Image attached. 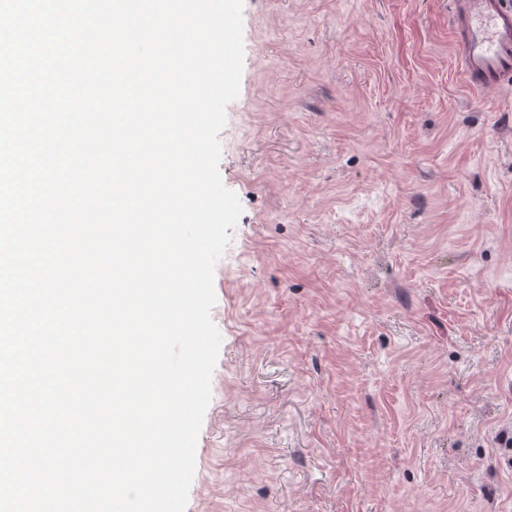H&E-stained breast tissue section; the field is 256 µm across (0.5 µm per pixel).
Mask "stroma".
Here are the masks:
<instances>
[{
  "mask_svg": "<svg viewBox=\"0 0 512 512\" xmlns=\"http://www.w3.org/2000/svg\"><path fill=\"white\" fill-rule=\"evenodd\" d=\"M185 512H512V89L448 0H243Z\"/></svg>",
  "mask_w": 512,
  "mask_h": 512,
  "instance_id": "obj_1",
  "label": "stroma"
}]
</instances>
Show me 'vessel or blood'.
Wrapping results in <instances>:
<instances>
[{
  "label": "vessel or blood",
  "mask_w": 512,
  "mask_h": 512,
  "mask_svg": "<svg viewBox=\"0 0 512 512\" xmlns=\"http://www.w3.org/2000/svg\"><path fill=\"white\" fill-rule=\"evenodd\" d=\"M453 42L467 87H512V0H449Z\"/></svg>",
  "instance_id": "b4317fda"
}]
</instances>
